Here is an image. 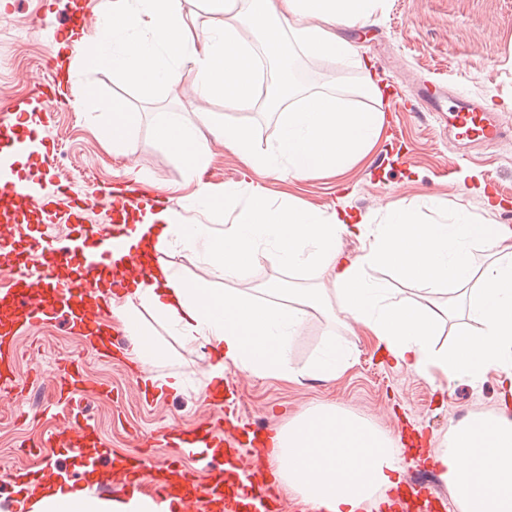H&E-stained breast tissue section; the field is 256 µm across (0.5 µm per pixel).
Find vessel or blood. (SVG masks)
<instances>
[{
    "mask_svg": "<svg viewBox=\"0 0 512 512\" xmlns=\"http://www.w3.org/2000/svg\"><path fill=\"white\" fill-rule=\"evenodd\" d=\"M419 109L434 116L448 112L451 132L460 141L491 144L506 134L495 109L480 99L457 93L445 98L425 88L419 94ZM47 132V124L29 123L17 103L0 109V154L21 153L30 141L44 145L41 164L0 182V224L39 221L46 225L22 250L12 236H0V268L11 272L0 297L9 300L14 312L10 323H0L1 393L15 387L21 334L35 332L39 323L59 312L66 315L71 334L84 339L102 336V280L121 288L128 279L142 274L136 264H122L121 258L127 250L130 225L137 223L139 213L152 202L144 194L116 195L111 187H101V195L111 199L110 223L86 226L77 246L51 244V225H86L92 196L86 193L72 198L61 212L56 208L57 198L67 193L66 185L56 184L48 195H32V183L52 178L57 169ZM78 391L99 397L108 394L73 363L56 376L54 393L70 397ZM264 433L259 425L226 428L209 418L191 425L166 426L160 438L170 454L159 464L151 463L142 449L114 454L101 446L95 426L77 417L63 431L46 438L45 444L72 453L84 468L107 462L112 469V491L126 493L145 487L156 499L175 501L179 512H280L281 489L265 469ZM405 485L420 497V512H434L438 504L444 512H454L453 502L437 486L411 476L406 477Z\"/></svg>",
    "mask_w": 512,
    "mask_h": 512,
    "instance_id": "vessel-or-blood-1",
    "label": "vessel or blood"
}]
</instances>
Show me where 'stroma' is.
Instances as JSON below:
<instances>
[{
  "instance_id": "1",
  "label": "stroma",
  "mask_w": 512,
  "mask_h": 512,
  "mask_svg": "<svg viewBox=\"0 0 512 512\" xmlns=\"http://www.w3.org/2000/svg\"><path fill=\"white\" fill-rule=\"evenodd\" d=\"M105 0H6L0 6V56L13 65L0 68V103L30 94L33 83L53 84L57 102L47 118L57 144L62 179L89 191L96 185L122 186L127 169L142 178L141 186L180 207L192 192L182 180L176 156L152 132L156 117L166 112H191L189 92L177 94L157 87L133 86L111 69L84 70V42L62 53L63 72L54 76L47 52L58 37L57 20L72 5L84 12L100 11ZM339 33L351 41L357 56L342 63L349 84L331 87V94L355 109L383 113L384 125L368 154L341 175L322 173L295 181L272 179L271 198L322 210L343 206L352 215H381L391 205H408L424 220L465 212L489 224L512 227V138L497 146L472 151L453 142L448 131L424 113L407 107L417 83L434 82L468 96L503 104L512 127V0H382L359 27ZM381 79L382 96H362L368 78ZM125 100L146 118L122 153H115L101 130L112 99ZM215 123H248L260 148L277 138L280 113L259 104L251 112L209 107ZM242 160L215 145L202 172L212 188L240 180ZM500 200L489 208L488 195ZM335 337L349 356V366L336 380L307 377L290 382L231 369L238 387L240 421L265 423L276 430L304 409L333 404L369 420L389 435L404 427L424 432L425 451L433 453L452 422L468 415L512 417V390L497 374L477 385L433 380L390 362L374 339L357 323L342 325L320 312L310 313L295 337L290 356L304 367L316 360L328 337ZM165 351L158 374H179L184 388L157 401L145 400L147 385L139 366L125 351L100 357L87 341L68 332L65 316L44 323L41 332L20 342L19 387L0 395V512H21L16 489L18 471L44 467L81 483L72 458L43 457L35 441L63 429L74 410L97 428L103 447L116 451L147 450L164 460L169 450L156 434L166 425H188L210 413L201 387L208 360L202 352L179 346L160 335ZM79 361L87 377L104 384L112 395L99 399L82 393L76 404L57 401L51 386L58 366Z\"/></svg>"
}]
</instances>
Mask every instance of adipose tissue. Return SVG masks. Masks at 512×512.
<instances>
[{"instance_id":"ef3b65f1","label":"adipose tissue","mask_w":512,"mask_h":512,"mask_svg":"<svg viewBox=\"0 0 512 512\" xmlns=\"http://www.w3.org/2000/svg\"><path fill=\"white\" fill-rule=\"evenodd\" d=\"M216 25L198 27L182 0H109L85 32L91 51L83 65L112 68L127 82L171 91L192 73L194 112H167L153 124L156 137L181 161L194 192L186 207L205 222L186 223L181 210H146L131 242L133 252L158 256L146 280L110 297L112 319L127 336L132 361L147 369V381L162 391H180L178 375L151 374L164 357L157 329L185 347L214 356L208 375L230 367L296 381L304 376L339 377L348 358L338 346L309 366L295 368L290 346L311 310L363 326L397 365L419 375L469 382L496 373L512 382V227L477 224L465 213L453 220L421 222L394 206L383 219L367 215L350 223L344 211L272 203V177L305 179L339 173L371 147L383 125L379 112L347 107L330 93L308 92L282 109L275 144L258 149L250 127L217 124L209 104L238 110L259 99L256 59L240 29L261 30L270 55L297 44L307 55L353 60L356 49L338 37L336 25H362L380 0H206ZM238 154L240 182L214 192L200 172L212 141ZM361 241L359 253L340 248L343 235ZM491 259L477 265L473 249ZM279 266L321 274L323 288H285L272 281L263 296L245 292L266 251ZM202 263L208 280H190L172 264L170 252ZM384 267L437 294L455 289L465 299L469 325L450 346L436 343L449 311L421 299L394 295L370 276ZM441 477L462 512H512V418L465 417L448 428L435 450ZM270 460L278 483L312 512H365L374 495L400 482V450L368 421L333 405L309 408L272 437ZM99 474L63 491L53 479L31 480L24 497L29 512H171L170 503L139 492L101 496Z\"/></svg>"}]
</instances>
